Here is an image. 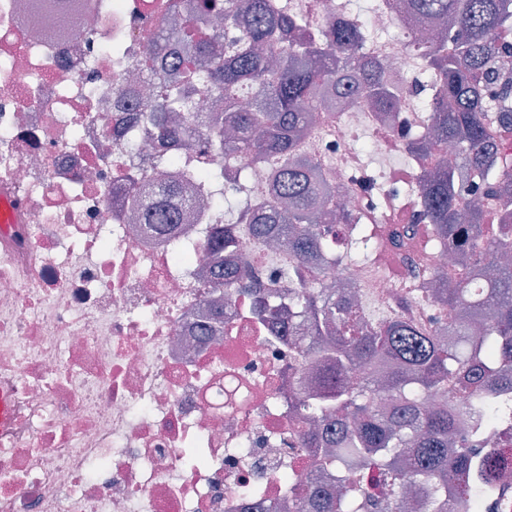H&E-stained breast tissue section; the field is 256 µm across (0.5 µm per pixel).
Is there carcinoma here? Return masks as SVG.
I'll return each instance as SVG.
<instances>
[{
  "instance_id": "1",
  "label": "carcinoma",
  "mask_w": 512,
  "mask_h": 512,
  "mask_svg": "<svg viewBox=\"0 0 512 512\" xmlns=\"http://www.w3.org/2000/svg\"><path fill=\"white\" fill-rule=\"evenodd\" d=\"M395 7L406 22L438 25L430 38L408 45L425 61L433 93L430 124L407 149L423 171L418 209L431 249L459 261L437 276L434 303L467 309L446 337L398 316L374 323L347 294L310 287L336 233L321 165L304 151L316 130L309 114L343 79L374 112H393L400 99L399 87L361 54L355 23L318 28L288 13L283 0H200L195 17L158 35L145 61L157 78L145 113L161 138L189 142L202 133L211 145L264 166L271 195L250 206L247 224L253 237L281 243L293 256L278 272L288 288L273 297L286 296L299 310L297 365L320 368L318 389L300 387L292 398L302 445L334 448L339 462L376 467L382 499L396 509L408 484L416 492L413 508L453 512L467 476L486 496L497 490L506 455L478 447L481 437L512 444V268L492 273L483 265L489 254L512 255V190L502 185L512 163L500 150L512 137V105L501 103L493 126L485 115L492 91L509 86L495 59L512 54V0H400ZM182 43L193 45L194 54L178 60L179 84L171 85L154 63ZM197 84L224 98V124L206 133L186 94ZM248 95L252 102L242 104ZM450 145L458 148L451 165ZM478 194L495 200L497 223H485V212L473 207ZM199 204L183 196L181 180L172 176L133 200L131 220L149 233L165 232ZM339 219L349 226L347 244L368 250L370 228L345 211ZM238 246L227 234L213 255L224 289L232 284L231 259L222 252ZM380 394L382 408L375 406ZM288 492L295 512H368L382 500L341 467L320 486L290 479Z\"/></svg>"
}]
</instances>
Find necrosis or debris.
I'll use <instances>...</instances> for the list:
<instances>
[{
  "label": "necrosis or debris",
  "instance_id": "obj_1",
  "mask_svg": "<svg viewBox=\"0 0 512 512\" xmlns=\"http://www.w3.org/2000/svg\"><path fill=\"white\" fill-rule=\"evenodd\" d=\"M198 0H0V512H284L285 476L322 484L331 462L299 447L291 407L297 312L261 326L253 299L233 295L226 332L201 333L223 294L207 270L217 231L239 237L248 287L286 288L287 252H265L207 208L154 237L127 221L132 193L160 177V158L183 172L235 173L247 160L205 138L159 141L126 94L171 17ZM363 52L381 61L407 104L389 125L362 111L322 109L308 150L359 224L396 231L407 272L392 256L343 267L375 310L407 295L425 328L443 314L419 291L414 223L390 222L372 152L403 146L424 124L431 83L408 49L417 32L389 0L365 22Z\"/></svg>",
  "mask_w": 512,
  "mask_h": 512
}]
</instances>
